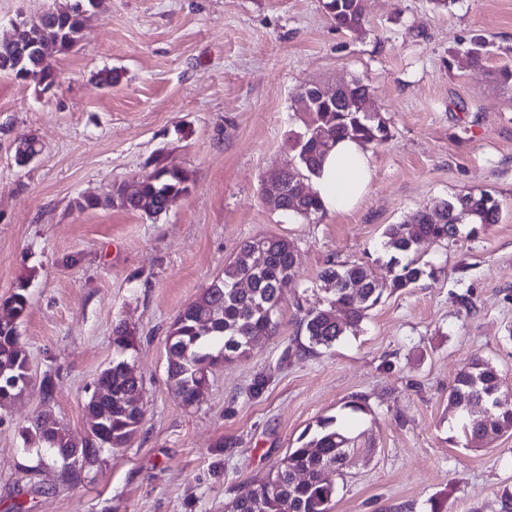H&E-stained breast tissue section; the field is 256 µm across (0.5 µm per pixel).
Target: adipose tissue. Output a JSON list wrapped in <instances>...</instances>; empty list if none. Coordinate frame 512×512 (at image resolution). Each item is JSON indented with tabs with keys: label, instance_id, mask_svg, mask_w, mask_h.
I'll return each instance as SVG.
<instances>
[{
	"label": "adipose tissue",
	"instance_id": "obj_1",
	"mask_svg": "<svg viewBox=\"0 0 512 512\" xmlns=\"http://www.w3.org/2000/svg\"><path fill=\"white\" fill-rule=\"evenodd\" d=\"M369 179L367 152L360 143L346 139L328 151L313 179V188L327 211L343 213L358 204Z\"/></svg>",
	"mask_w": 512,
	"mask_h": 512
}]
</instances>
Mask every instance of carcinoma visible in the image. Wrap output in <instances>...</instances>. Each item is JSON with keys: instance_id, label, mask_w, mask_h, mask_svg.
Returning a JSON list of instances; mask_svg holds the SVG:
<instances>
[{"instance_id": "carcinoma-1", "label": "carcinoma", "mask_w": 512, "mask_h": 512, "mask_svg": "<svg viewBox=\"0 0 512 512\" xmlns=\"http://www.w3.org/2000/svg\"><path fill=\"white\" fill-rule=\"evenodd\" d=\"M76 0H66L41 15L31 17L16 29L15 37L0 44V75L32 82L46 91L56 80L53 61L68 53L80 38L85 16L74 8ZM324 8L336 29L351 35L365 30L364 0H326ZM30 48L25 58L18 57V44ZM490 53L489 41L474 35L464 49L467 64L481 67ZM370 97L368 85L358 79L347 83V92L335 100L312 101L305 131L293 143L295 162L285 172L274 190L288 214L311 220L324 214L318 193L301 199L290 188L298 176L315 175L324 155L341 139L363 145L384 144L390 138L387 119L378 112L365 111ZM187 171L155 166L139 181L138 190H118L122 207L156 217L169 210L189 191ZM501 204L488 191L467 192L449 197L431 210L420 211L405 224H390L384 232L389 258L385 267L391 291L413 288L429 275L412 254L456 238L460 224H496ZM321 279L334 283L327 305L306 311L303 318L308 351L329 348L346 331L356 329L382 296L374 272L363 264L337 265L331 261L321 272ZM246 282L249 288L238 285ZM294 249L288 239L276 235L245 241L235 257L224 265V274L205 288L187 305L170 327L167 348V377L186 406H194L197 391L208 384L209 377L194 376V367H216L246 355L250 343L268 336L275 328L273 316L295 287ZM27 308L23 292L17 291L0 301V309L12 316L14 323L0 324V372L21 380L16 388L0 390V399L13 402L32 381L29 358L16 333ZM116 349L125 352L134 347V335L120 324L112 332ZM117 358L104 369L98 382L112 388V397L98 405L85 406L89 415L105 417L111 442L96 433L85 439L82 462L91 463L90 448H121L138 432L141 417L128 411L126 402L137 390L135 374ZM500 390L499 370L489 360L475 354L456 374L448 394V405L458 411L466 443L484 441L512 429V410L498 411L488 403V394ZM35 435L54 454L70 447L71 436L57 422L46 426L37 422ZM372 448H359L356 438L336 417L317 421L309 438L298 448H290L276 469L255 479L232 499L229 512H331L336 494L324 473H342L351 455L371 458Z\"/></svg>"}]
</instances>
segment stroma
Here are the masks:
<instances>
[{"instance_id":"1","label":"stroma","mask_w":512,"mask_h":512,"mask_svg":"<svg viewBox=\"0 0 512 512\" xmlns=\"http://www.w3.org/2000/svg\"><path fill=\"white\" fill-rule=\"evenodd\" d=\"M324 0H103L46 93L0 76V298L25 288L19 327L34 387L0 406V512H226L236 491L276 468L327 416L374 448L328 473L331 512H500L512 493V431L466 447L448 392L472 355L502 375L512 409V0H365L366 32L336 29ZM481 34L483 67L458 57ZM115 82L104 86L102 71ZM362 80L388 142L367 145L371 179L359 204L315 221L271 211L263 177L292 161L303 131L300 92ZM41 155L15 162L22 136ZM186 170L189 192L149 218L120 205L79 209L149 172ZM486 190L498 223L462 225L422 262L433 278L384 293L356 331L307 352L301 320L330 295L328 261L373 262L388 225L448 197ZM288 238L297 286L272 335L213 369L184 408L167 381L166 339L178 313L253 237ZM143 382L131 442L68 472L38 446L43 408L86 437L84 404L117 352ZM55 394L42 406L38 382ZM266 386L253 396L256 378ZM361 399L367 413L347 409Z\"/></svg>"}]
</instances>
